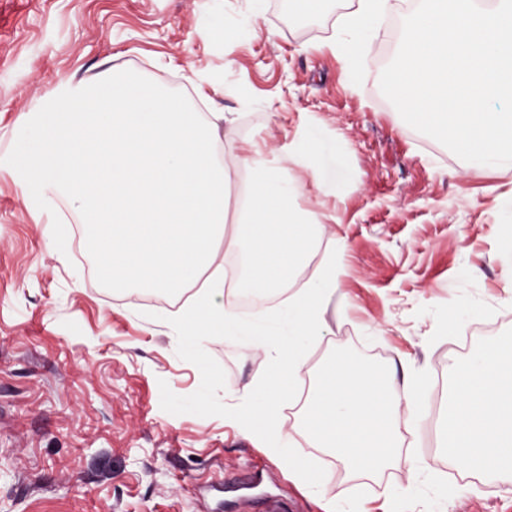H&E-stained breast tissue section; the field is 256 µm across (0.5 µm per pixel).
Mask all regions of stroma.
<instances>
[{"label":"stroma","mask_w":512,"mask_h":512,"mask_svg":"<svg viewBox=\"0 0 512 512\" xmlns=\"http://www.w3.org/2000/svg\"><path fill=\"white\" fill-rule=\"evenodd\" d=\"M350 0L296 17L286 0H0V512H512V485L438 462L451 366L512 343V169L466 161L393 112L379 79L412 7L390 0L353 58L331 45ZM229 39L207 38L213 28ZM133 70L231 112L218 135L289 152L298 203L327 217L315 264L336 292L298 375L344 353L426 394L407 433L421 464L355 476L276 419L326 486L293 478L229 419L234 390L276 352L189 346L171 306L105 285L83 261L73 211L23 198L14 145L58 78ZM321 146L311 151L309 131Z\"/></svg>","instance_id":"1"}]
</instances>
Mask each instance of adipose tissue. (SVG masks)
Returning a JSON list of instances; mask_svg holds the SVG:
<instances>
[{
	"mask_svg": "<svg viewBox=\"0 0 512 512\" xmlns=\"http://www.w3.org/2000/svg\"><path fill=\"white\" fill-rule=\"evenodd\" d=\"M227 120L130 70L68 87L15 144L22 193L67 198L112 287L171 297L195 289L173 317L185 335L277 350L271 373L236 392L234 419L246 434L280 452L287 436L275 416L299 397L296 427L347 472L401 462L402 431L425 402L419 390L343 356L320 365L309 392L299 386L306 343L336 292L335 265L289 296L283 338L225 302L224 254H243L248 281L277 290L296 281L324 228L315 209L295 204L288 154L273 167L262 155L224 149L217 131ZM440 453L465 474L512 481V345L452 366Z\"/></svg>",
	"mask_w": 512,
	"mask_h": 512,
	"instance_id": "adipose-tissue-1",
	"label": "adipose tissue"
}]
</instances>
